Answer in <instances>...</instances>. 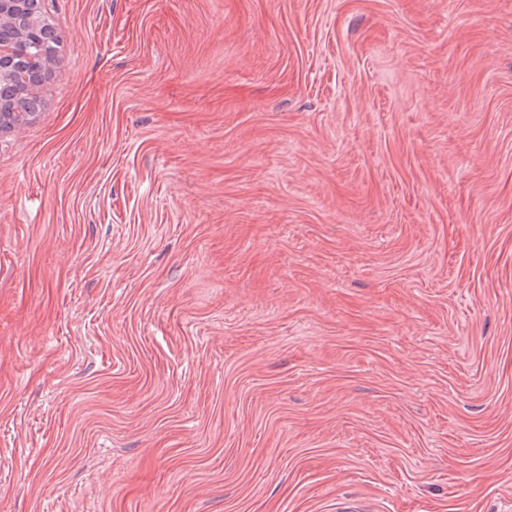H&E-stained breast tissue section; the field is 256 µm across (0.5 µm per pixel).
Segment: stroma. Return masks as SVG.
I'll use <instances>...</instances> for the list:
<instances>
[{
	"mask_svg": "<svg viewBox=\"0 0 512 512\" xmlns=\"http://www.w3.org/2000/svg\"><path fill=\"white\" fill-rule=\"evenodd\" d=\"M41 9L0 512H512V0Z\"/></svg>",
	"mask_w": 512,
	"mask_h": 512,
	"instance_id": "obj_1",
	"label": "stroma"
}]
</instances>
